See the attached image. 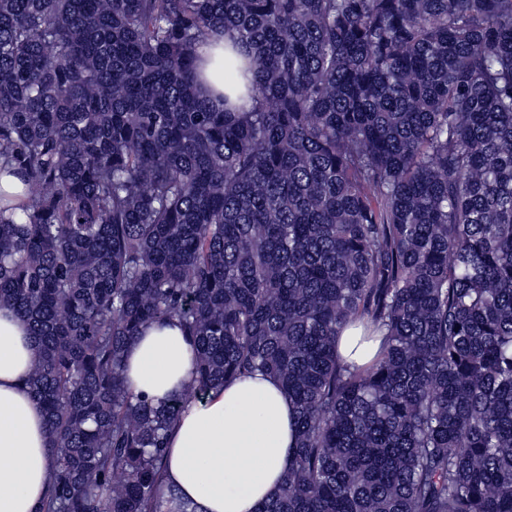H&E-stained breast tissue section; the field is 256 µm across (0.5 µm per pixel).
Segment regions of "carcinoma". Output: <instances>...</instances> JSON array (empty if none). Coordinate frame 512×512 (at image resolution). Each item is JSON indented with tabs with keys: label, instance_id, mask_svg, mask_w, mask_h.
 Listing matches in <instances>:
<instances>
[{
	"label": "carcinoma",
	"instance_id": "cac0c4a2",
	"mask_svg": "<svg viewBox=\"0 0 512 512\" xmlns=\"http://www.w3.org/2000/svg\"><path fill=\"white\" fill-rule=\"evenodd\" d=\"M218 28L238 112L194 85ZM2 167L40 512H171L181 408L255 372L298 412L260 512H512V0H0ZM173 322L195 377L153 404L125 348Z\"/></svg>",
	"mask_w": 512,
	"mask_h": 512
}]
</instances>
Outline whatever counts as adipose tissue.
I'll list each match as a JSON object with an SVG mask.
<instances>
[{"label":"adipose tissue","mask_w":512,"mask_h":512,"mask_svg":"<svg viewBox=\"0 0 512 512\" xmlns=\"http://www.w3.org/2000/svg\"><path fill=\"white\" fill-rule=\"evenodd\" d=\"M195 350L178 324H154L129 345L131 390L160 403L180 394ZM35 350L26 324L0 308V512H39L54 462L46 418L26 380ZM295 407L262 374L185 404L167 436L164 481L195 512H260L282 484L294 452Z\"/></svg>","instance_id":"obj_1"}]
</instances>
